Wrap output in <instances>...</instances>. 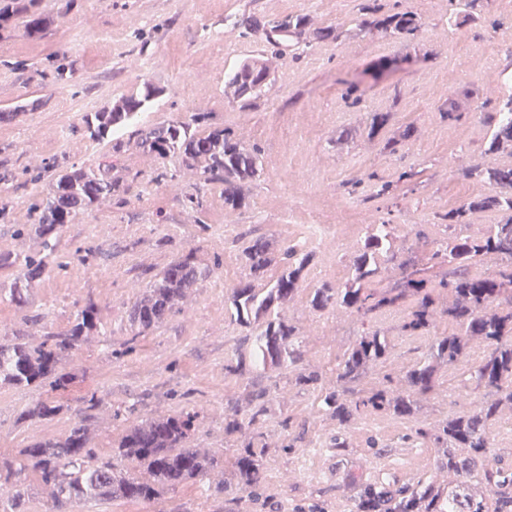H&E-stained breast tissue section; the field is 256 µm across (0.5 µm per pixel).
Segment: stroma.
I'll use <instances>...</instances> for the list:
<instances>
[{
  "label": "stroma",
  "mask_w": 512,
  "mask_h": 512,
  "mask_svg": "<svg viewBox=\"0 0 512 512\" xmlns=\"http://www.w3.org/2000/svg\"><path fill=\"white\" fill-rule=\"evenodd\" d=\"M385 7L420 15L425 24L418 40L431 46L428 56L403 62L392 72L375 76L369 69L380 58L399 56L401 47L380 34L346 42H325L288 59L287 81L275 82L266 105L242 111L224 99V76L241 58L260 52V40L243 38L226 22L241 14L270 18L309 14L324 24L359 19L360 0H37L35 10L51 25L27 34L21 21L0 29V198L9 206L0 213V245L18 253L39 250L38 239L17 235L19 225L34 223L32 202L53 177L44 172L32 181L30 170L41 160L59 168H108L123 181L125 191L112 201L87 211L65 228L58 253L66 268L35 285L26 310L0 299V336L22 330L23 315L42 314L53 327L65 328L86 299L100 308L103 335L82 347L78 381L64 396L67 406L49 422L16 424L17 414L39 395L38 390H0V453L15 454L35 438L64 433L88 391L104 392L112 409L141 401L142 412L163 413L195 406L200 427L193 444L221 457L237 448L236 436L224 433V411L237 396L242 381L224 374V358L241 331L224 307L225 282L242 270L234 233L224 221V194L217 185L204 188L202 210L187 212L181 189L156 182L158 165L136 144L138 128L161 125L189 112H206L212 125L245 131L269 165L253 190L240 223L257 224L273 235L287 233L292 244L315 250L317 263L305 285L327 278V269L341 262L339 254L314 246L315 225L340 224L354 239H362L367 220L395 224L399 236L415 225H431L469 198L485 193L484 185L463 176L467 163H505L487 154L488 136L482 115L511 95L489 71L512 53V0H490L480 25H454L448 0H382ZM63 78H55L56 66ZM163 87L129 125L124 147L90 140L83 117L115 99L139 92L144 82ZM362 94L359 106H347L349 86ZM477 88L458 123L441 119L437 108L462 88ZM389 112L397 124L415 123L420 139L397 154L379 146L355 145L337 152L332 138L337 128L357 126L366 113ZM421 172L415 192L394 199L365 202L363 194H348L351 179L376 172L396 181L406 167ZM194 251L201 264L221 260L222 275L200 283L187 309L147 335L132 337L125 310L132 298L134 275L153 273L168 261ZM87 253L86 262L75 252ZM323 329L307 339L312 364L325 365L337 348L353 339L357 325L339 324L324 316ZM313 398L291 394L287 408L297 417H312L311 441L293 453L280 444L285 434L276 419L257 424L271 449L265 460L267 480L260 500L242 499L236 512H306L313 491H322L324 512H350L348 495L340 491L346 463L330 439L336 426L311 413ZM406 425L386 416L372 418L369 427L350 431L348 461L364 471L386 465L400 479L430 476L435 469L430 449L422 444L405 455L391 448ZM377 447H370V440ZM294 475L285 484V475ZM223 498L209 496L189 483L153 504L115 502L97 512H225Z\"/></svg>",
  "instance_id": "stroma-1"
}]
</instances>
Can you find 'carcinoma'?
<instances>
[{"instance_id": "obj_1", "label": "carcinoma", "mask_w": 512, "mask_h": 512, "mask_svg": "<svg viewBox=\"0 0 512 512\" xmlns=\"http://www.w3.org/2000/svg\"><path fill=\"white\" fill-rule=\"evenodd\" d=\"M34 0H0V28L23 18L29 33L46 29L52 20L32 11ZM486 0H450L457 25L481 21ZM360 20L352 27L317 24L310 15L288 14L271 19L242 15L232 28L243 35L258 33L271 47L270 56L246 57L224 77V96L241 110L266 104L274 77L271 59L290 46L308 49L316 43L336 42L342 32L356 37L378 33L402 46L417 45L424 25L412 12L383 11L380 0H362ZM162 93L151 82L113 102L112 106L83 117L89 138H112L120 151L119 133ZM465 103L450 97L439 108L441 117L461 121ZM489 137L484 152L512 157V94L495 112L484 113ZM206 112H192L168 124L142 130L137 146L159 164L162 180L179 179L199 191L224 185V215L229 223L251 203L250 188L263 178L268 162L244 131L208 124ZM385 132L381 150L393 154L415 141L421 129L407 123L392 124V113L369 112L362 126L336 129V145L371 143ZM464 175L488 187L489 193L473 197L441 216L442 235L429 238L414 232L406 244L391 224L371 229L347 255L346 276L305 289L315 253L259 229H238V259L244 277L233 281L224 294V306L249 346H237L224 359V373L245 377L258 370L288 371V387L256 389L247 384L230 413L224 416V433H239L244 445L232 459L235 483L209 486L211 495L257 499L266 481L264 457L268 443L257 423L275 416L284 431L303 429L306 422L285 410L291 389L311 392L316 412L336 424L332 445L336 455H350L345 435L367 416L384 415L410 425L395 449L413 447L412 437L427 441L435 456L431 477L403 482L394 477L380 481L351 472L343 488L351 492V512H512V450L497 446L492 426L503 424L512 413V164L485 166L474 163ZM370 196L390 197L393 186L367 176ZM349 183L351 192L365 181ZM121 191L118 180L104 169L70 168L60 171L33 210L38 223L24 224L21 234L34 235L41 249L18 254L0 249V267L15 268L8 283H0V297L24 309L32 286L61 264L55 263L66 226L85 211L112 200ZM492 211L503 215L480 234L465 233L474 214ZM220 274V262L201 265L195 250L174 259L153 273L127 308V322L134 336H144L185 305L198 282ZM306 293V308L318 316L368 322L336 355V367L326 374L310 364L308 330L288 317L287 309ZM403 313V336H427L422 351H413L407 366L393 365L394 345L388 333L375 325L386 313ZM26 326L40 334L29 343L22 334L0 338V388L43 389L48 393L29 404L20 422L50 421L63 405L53 394L70 389L78 378L68 361L79 353L89 336L100 332L99 307L88 299L64 329L48 325L43 316L23 317ZM467 405L431 422L421 416L423 403L431 400ZM85 408L75 411L66 432L58 438L38 439L14 456L0 455V486L10 489L0 498V512H31L33 473L50 492L54 512H77L116 501L151 503L191 481H201L219 464L213 453L189 445L198 427L197 411L183 408L167 415H143L138 400L115 411L125 425L114 457H100L92 446L86 411L101 409L105 398L97 391L82 397ZM133 461L142 474L128 472L123 461Z\"/></svg>"}]
</instances>
